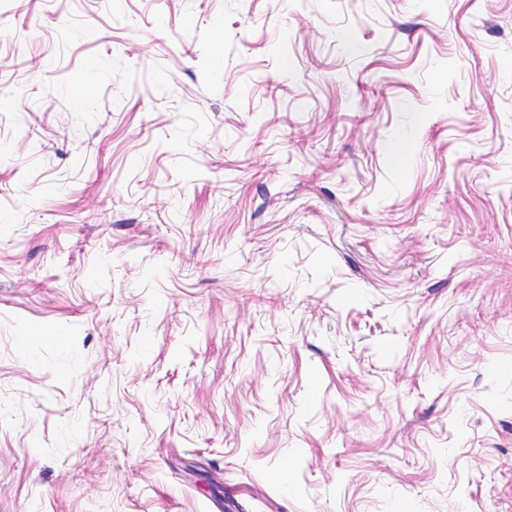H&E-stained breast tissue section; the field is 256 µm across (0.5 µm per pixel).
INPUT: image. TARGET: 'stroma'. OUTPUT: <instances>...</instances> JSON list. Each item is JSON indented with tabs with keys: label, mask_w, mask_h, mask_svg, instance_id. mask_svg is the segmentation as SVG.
I'll return each mask as SVG.
<instances>
[{
	"label": "stroma",
	"mask_w": 512,
	"mask_h": 512,
	"mask_svg": "<svg viewBox=\"0 0 512 512\" xmlns=\"http://www.w3.org/2000/svg\"><path fill=\"white\" fill-rule=\"evenodd\" d=\"M0 512H512V0H0Z\"/></svg>",
	"instance_id": "stroma-1"
}]
</instances>
